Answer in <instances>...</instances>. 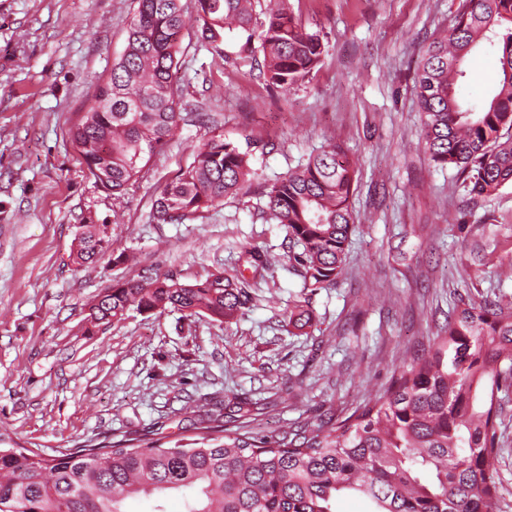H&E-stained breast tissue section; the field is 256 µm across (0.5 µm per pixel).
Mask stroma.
Wrapping results in <instances>:
<instances>
[{
  "label": "stroma",
  "instance_id": "obj_1",
  "mask_svg": "<svg viewBox=\"0 0 512 512\" xmlns=\"http://www.w3.org/2000/svg\"><path fill=\"white\" fill-rule=\"evenodd\" d=\"M459 0H289L328 53L305 81L269 86L236 60L197 47L190 21L180 59L183 101L215 113L225 139L244 128L266 141L255 178L185 224H157L152 205L210 135L182 125L124 195L89 177L69 130L124 47L132 0H0V432L54 458L129 438L192 442L215 401L255 434L350 415L388 386L464 303L512 307V184L469 193L456 169L420 149L415 71L450 32ZM458 85L480 106L498 81L489 50ZM356 168L346 271L312 294L315 320L297 334L288 308L302 291L284 227L257 207L276 177L323 143ZM83 224H104L112 249L74 257ZM272 266L253 276L243 251ZM218 272L249 278L250 301L229 324L180 312L86 321L113 280ZM497 512H512V395L499 406Z\"/></svg>",
  "mask_w": 512,
  "mask_h": 512
}]
</instances>
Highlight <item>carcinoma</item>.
I'll list each match as a JSON object with an SVG mask.
<instances>
[{"instance_id": "cac0c4a2", "label": "carcinoma", "mask_w": 512, "mask_h": 512, "mask_svg": "<svg viewBox=\"0 0 512 512\" xmlns=\"http://www.w3.org/2000/svg\"><path fill=\"white\" fill-rule=\"evenodd\" d=\"M125 48L98 81L79 122L74 149L95 183L122 193L180 125L185 0H133ZM202 22L201 47L225 60V33L241 42L245 64L269 84L287 89L304 81L327 53L288 0H266L264 20L252 0H193ZM493 47L500 68L496 90L475 109L457 93L463 65L478 44ZM416 94L426 154L440 168L467 175L471 193L491 196L512 184V0H461L450 34L424 47ZM245 146L214 134L193 161L160 189L157 224H183L223 205L256 175L250 160L262 145L254 130ZM355 170L342 148L328 143L278 178L263 194L262 212L301 248L304 290L336 283L343 274L355 224L350 198ZM76 259L112 248L105 224H83ZM253 276L269 270L266 254L244 250ZM243 275L212 274L185 283L172 274L119 280L90 306L94 325L129 312L177 310L186 317L230 323L249 302ZM309 300L293 302L288 327L313 322ZM512 386V308L471 302L455 311L432 351L416 357L377 397L343 419L308 423L280 435L251 436L217 424L199 427L200 445L163 438L128 439L75 448L53 459L0 433V512H125L139 495L187 488L186 512H333L341 493L370 498L374 512H495L498 478V393ZM429 471L432 479L421 480Z\"/></svg>"}]
</instances>
